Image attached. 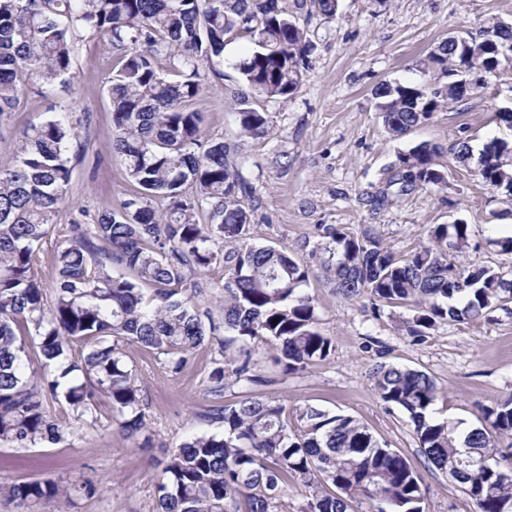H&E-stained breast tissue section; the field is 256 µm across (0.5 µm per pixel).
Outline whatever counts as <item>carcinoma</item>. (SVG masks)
I'll list each match as a JSON object with an SVG mask.
<instances>
[{
	"instance_id": "carcinoma-1",
	"label": "carcinoma",
	"mask_w": 512,
	"mask_h": 512,
	"mask_svg": "<svg viewBox=\"0 0 512 512\" xmlns=\"http://www.w3.org/2000/svg\"><path fill=\"white\" fill-rule=\"evenodd\" d=\"M288 0H0V122L36 85L51 89L73 68L79 32L112 47L116 61L105 93L112 108V152L131 186L117 209L88 224H55L84 148L72 109L52 110L21 133L12 155L0 158V444L30 447L61 441L71 425L47 414V397L61 394L75 423L93 415L104 397L129 435L146 429L144 402L124 347L164 356L179 373L206 342L223 362L209 374L211 392L228 382L238 400L202 420L223 430L195 434L168 452L154 487L156 512H278L290 483L305 489L301 512H423L421 477L401 451L381 443L363 424L309 405L286 408L255 394L266 379L255 369L253 344L277 352L285 374L327 360L331 337L318 329L309 281L323 278L336 293L370 298L373 315L406 308V336L425 340L443 321H478L512 299V279L493 267L465 269L456 258L470 246L469 224H436L428 241L396 255L373 226L319 224L303 254L253 246L254 188L223 142L204 139L201 67L224 59L226 39L249 38L236 64L235 120L244 138L267 133L259 98L295 94L306 70L308 42ZM512 58V24L492 18L465 43L443 41L430 55L448 78L417 88L386 83L376 96L387 132L400 137L443 104L459 102L458 85L480 64L492 72ZM441 149L421 142L398 156L396 172L373 198L392 205L416 190L445 182ZM480 180L512 201V140L493 138L473 151L455 145ZM54 236L52 288L39 276L43 240ZM224 267L222 295L202 306L194 276ZM83 347L75 356L72 347ZM53 364L56 374L34 365ZM385 407L405 413L426 461L463 486L475 512H512V462L489 460L498 439L511 440L512 394L481 410L480 425L432 418L438 388L431 376L380 362L370 371ZM23 504L64 494L52 480L10 488Z\"/></svg>"
}]
</instances>
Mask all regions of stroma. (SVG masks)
I'll return each instance as SVG.
<instances>
[{"label": "stroma", "instance_id": "1", "mask_svg": "<svg viewBox=\"0 0 512 512\" xmlns=\"http://www.w3.org/2000/svg\"><path fill=\"white\" fill-rule=\"evenodd\" d=\"M491 18L512 20V0H338L334 17L300 14L312 45L304 82L290 97L257 101V110L269 118L268 132L244 141L238 138L231 93L241 83L235 65L250 43L227 42L223 63L205 73L197 106L208 138L241 145L240 171L255 189L250 243L296 251L313 237L316 225H372L403 255L426 242L433 225L461 218L470 226L471 246L460 264L492 267L511 277L512 253L493 241L512 234V205L472 167L457 162L451 147L464 138L477 149L495 137L512 139V128L497 118L512 109V61L486 75L463 101L438 107L401 138L385 130L375 98L382 83L441 81L430 53L448 36L478 33ZM113 65L109 46L85 34L73 78L46 95H25L0 124L1 156L24 129L44 122L52 107L70 106L85 120L86 150L75 163L57 223H69L81 210L96 216L130 190L122 159L112 152V111L103 96ZM424 141L442 149L444 185L415 191L385 209L374 207L372 198L391 176L398 155ZM307 291L317 302L320 330L332 337L335 350L330 360L287 376L266 346L257 345L254 359L267 379L258 396L355 418L417 463L424 512H474L465 490L425 462L407 416L385 409L369 372L380 361L426 372L439 389L440 415L474 425L479 406L512 393V302L479 321L439 323L426 342L415 344L397 326L405 308L377 319L368 298L345 299L322 279H312ZM126 354L144 394L151 447L123 435L106 399H98L92 420L59 443L0 445V512H32L7 491L33 480L77 487L70 503H50L43 512H155L154 486L168 451L206 430L201 414L233 401L236 388L227 386L219 397L210 392L207 379L220 358L214 345L198 350L177 374L148 349L130 346Z\"/></svg>", "mask_w": 512, "mask_h": 512}]
</instances>
